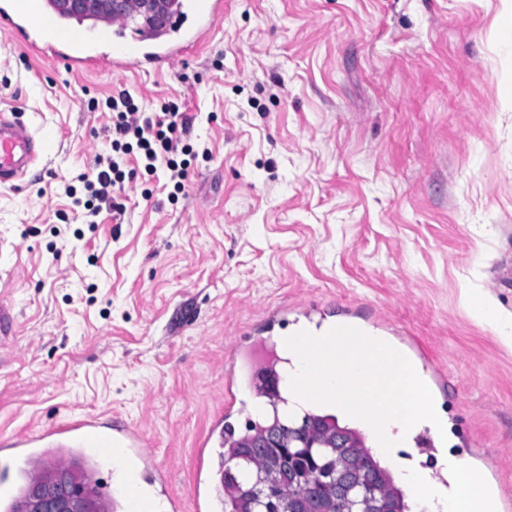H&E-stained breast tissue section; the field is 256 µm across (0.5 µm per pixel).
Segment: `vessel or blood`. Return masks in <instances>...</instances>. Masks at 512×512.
Returning a JSON list of instances; mask_svg holds the SVG:
<instances>
[{"mask_svg":"<svg viewBox=\"0 0 512 512\" xmlns=\"http://www.w3.org/2000/svg\"><path fill=\"white\" fill-rule=\"evenodd\" d=\"M223 11V0H185L178 24L155 42L127 38L116 20L103 23L94 33L67 26L45 0H0V24L28 53L50 57L69 70L122 73L187 55L203 42ZM49 149V143L16 114L1 112L0 187H16ZM397 371V360L377 348L363 374L337 372L336 339L331 336L312 353L298 390L319 401L345 398L364 409L375 427L385 416L384 401L396 389ZM333 374L340 377L335 387L327 383ZM44 448H78L109 466L115 478L113 512H180L182 508L181 501L165 489L167 473L154 464L146 435L133 424L90 415L48 425L35 435L0 438V454L15 456L27 465Z\"/></svg>","mask_w":512,"mask_h":512,"instance_id":"1","label":"vessel or blood"}]
</instances>
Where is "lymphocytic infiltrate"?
<instances>
[{"label":"lymphocytic infiltrate","instance_id":"f902f5d3","mask_svg":"<svg viewBox=\"0 0 512 512\" xmlns=\"http://www.w3.org/2000/svg\"><path fill=\"white\" fill-rule=\"evenodd\" d=\"M112 113V140L107 156L98 158L94 173L79 174L89 194L84 208L87 217H97L102 206L112 205V190L126 179L127 155L137 157L146 173L166 165L175 191H182L189 175L192 147L183 144L181 133L187 118L177 103H161L158 111H143L129 91H119L106 102Z\"/></svg>","mask_w":512,"mask_h":512}]
</instances>
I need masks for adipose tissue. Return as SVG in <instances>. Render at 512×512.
Returning a JSON list of instances; mask_svg holds the SVG:
<instances>
[{
    "mask_svg": "<svg viewBox=\"0 0 512 512\" xmlns=\"http://www.w3.org/2000/svg\"><path fill=\"white\" fill-rule=\"evenodd\" d=\"M397 376V389L386 403L379 431L388 439L386 457L409 492L413 512H494L492 499L483 494L478 475L463 458L449 454L442 457L447 477L443 483L433 478L430 469L405 458L418 430L429 428L443 442L448 438V424L415 364L400 367Z\"/></svg>",
    "mask_w": 512,
    "mask_h": 512,
    "instance_id": "1",
    "label": "adipose tissue"
}]
</instances>
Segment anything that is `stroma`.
<instances>
[{
  "instance_id": "obj_1",
  "label": "stroma",
  "mask_w": 512,
  "mask_h": 512,
  "mask_svg": "<svg viewBox=\"0 0 512 512\" xmlns=\"http://www.w3.org/2000/svg\"><path fill=\"white\" fill-rule=\"evenodd\" d=\"M120 89L182 103L196 157L183 192L138 173L88 224L72 201L112 115L87 106ZM1 109L51 150L0 187V436L122 417L194 512L234 345L273 347L265 312L302 306L413 336L449 453L512 512V345L466 302L512 321V0H225L200 49L122 74L0 27ZM472 315L485 327L490 329L505 344H512V324L504 323L494 307L482 297L471 295L467 299Z\"/></svg>"
}]
</instances>
